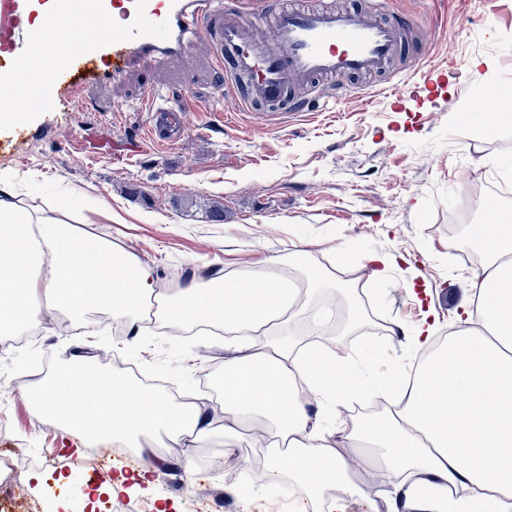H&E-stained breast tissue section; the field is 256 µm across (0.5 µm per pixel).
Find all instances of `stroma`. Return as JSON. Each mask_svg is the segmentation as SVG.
Masks as SVG:
<instances>
[{
  "label": "stroma",
  "mask_w": 512,
  "mask_h": 512,
  "mask_svg": "<svg viewBox=\"0 0 512 512\" xmlns=\"http://www.w3.org/2000/svg\"><path fill=\"white\" fill-rule=\"evenodd\" d=\"M388 10L410 18L416 33L404 78L411 94L395 100L382 94L380 79L364 93L340 96L312 112L287 113L269 122L242 111L210 68L207 46L192 56L135 69L123 82L91 91L86 106L40 114L28 127L29 141L14 161H0L19 197L72 214L75 200L96 204L88 213L96 233L156 266L162 287L171 274L247 275L270 273L266 260L303 251L304 264L333 273L354 297H365L372 313L354 331L344 329L348 306L334 290L322 291L312 310L329 321L310 333L307 321L292 325L302 342L346 350L361 359L371 378L369 356L381 350L388 363L414 354L412 331L424 313L446 334L458 307L468 301L471 265L449 246L453 222L485 223L475 195L486 184L501 188V206L512 209V126L465 134L458 121L477 88L474 60L487 59L496 81L512 79V0H389ZM456 71H449V63ZM188 93L184 136L151 152L136 151L148 115L129 112L127 101L144 84ZM238 113L236 126L224 115ZM388 261L375 280L360 253ZM399 325L400 334L375 332L376 321ZM99 371L138 372L168 381L177 393L211 403L210 376L224 372L228 357L220 336L115 335L101 328L97 312L73 318L63 309L45 315L37 348L27 355L0 348V419L12 423L18 441L0 449L22 456L40 452L84 456L82 441L62 442L42 430L28 392L44 367L73 353ZM154 469L141 458L104 456L100 472L74 467L75 499L58 497L61 508L94 504L96 488L122 480L112 512L126 503L148 512H306L307 502L288 485L244 497L245 472L260 474V443L251 433L238 440L241 459L214 475L211 459L224 448L215 437L194 449L193 470L183 450L162 436L147 439Z\"/></svg>",
  "instance_id": "stroma-1"
}]
</instances>
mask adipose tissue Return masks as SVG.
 <instances>
[{
    "label": "adipose tissue",
    "instance_id": "1",
    "mask_svg": "<svg viewBox=\"0 0 512 512\" xmlns=\"http://www.w3.org/2000/svg\"><path fill=\"white\" fill-rule=\"evenodd\" d=\"M473 234L483 259L469 278L470 308L443 342L423 319L414 382L396 369L371 384L343 351L324 354L283 335L319 289L335 287V275H311L301 288L290 274L229 272L170 293L136 255L55 211L27 209L0 180V326H37L52 306L76 315L105 306L135 335L153 322L175 335L202 325L255 337L224 363L220 423L121 373L83 376L72 361L30 392L37 412L69 436L135 448L160 434L197 447L221 433L224 456L234 459L239 427L266 442L263 480H244L255 495L286 478L313 502L330 488L362 497L365 473L393 485L408 512H504L512 499V212L498 210ZM361 396L389 405L348 428L341 410ZM344 446L359 470L348 467Z\"/></svg>",
    "mask_w": 512,
    "mask_h": 512
}]
</instances>
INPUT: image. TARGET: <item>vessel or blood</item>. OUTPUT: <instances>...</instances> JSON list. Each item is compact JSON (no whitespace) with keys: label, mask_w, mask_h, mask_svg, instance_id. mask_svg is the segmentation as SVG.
Wrapping results in <instances>:
<instances>
[{"label":"vessel or blood","mask_w":512,"mask_h":512,"mask_svg":"<svg viewBox=\"0 0 512 512\" xmlns=\"http://www.w3.org/2000/svg\"><path fill=\"white\" fill-rule=\"evenodd\" d=\"M407 28L377 10L327 9L261 0L257 10L227 12L224 0H0V138H20L29 119L67 112L92 89L120 81L133 67L212 50L216 70L231 67L245 84L247 111H302L336 98L337 81L385 73ZM142 110L154 125L140 150L188 99L163 104L144 87Z\"/></svg>","instance_id":"vessel-or-blood-1"}]
</instances>
